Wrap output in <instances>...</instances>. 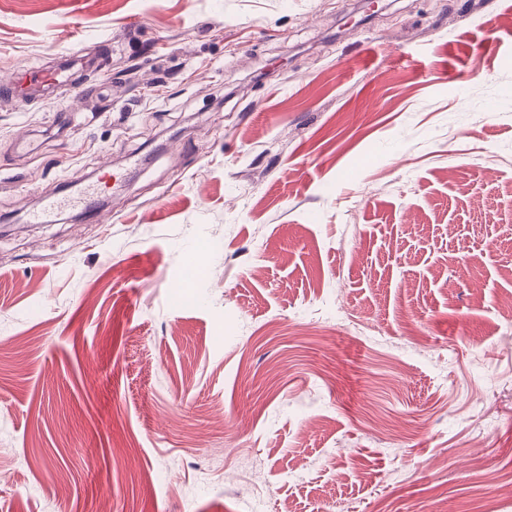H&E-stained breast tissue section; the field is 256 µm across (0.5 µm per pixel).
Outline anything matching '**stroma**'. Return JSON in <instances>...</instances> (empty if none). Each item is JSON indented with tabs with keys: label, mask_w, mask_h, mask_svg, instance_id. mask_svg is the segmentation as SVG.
Returning a JSON list of instances; mask_svg holds the SVG:
<instances>
[{
	"label": "stroma",
	"mask_w": 512,
	"mask_h": 512,
	"mask_svg": "<svg viewBox=\"0 0 512 512\" xmlns=\"http://www.w3.org/2000/svg\"><path fill=\"white\" fill-rule=\"evenodd\" d=\"M75 50L0 97V512H512V0H0V80ZM71 66L58 65L54 69H37L23 74H17L5 82H1L0 93L8 96H21L25 87L27 96L36 89L58 88L69 80L68 72ZM97 188L94 185L88 186L82 194L76 197H63L55 194L52 190L45 191L43 210H55L62 207H73L85 211L95 209Z\"/></svg>",
	"instance_id": "35a3bbf8"
}]
</instances>
